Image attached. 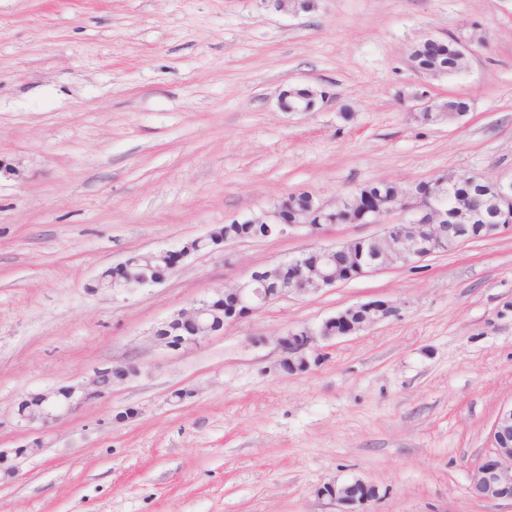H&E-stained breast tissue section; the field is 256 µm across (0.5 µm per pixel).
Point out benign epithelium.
Here are the masks:
<instances>
[{
  "label": "benign epithelium",
  "instance_id": "1",
  "mask_svg": "<svg viewBox=\"0 0 512 512\" xmlns=\"http://www.w3.org/2000/svg\"><path fill=\"white\" fill-rule=\"evenodd\" d=\"M361 223L374 224L383 214L371 199L360 204ZM265 223L273 226L270 235L288 238L295 231L306 228L313 234L327 232L331 224H311L279 212L275 208L260 212ZM447 217L439 213L434 224L399 222L383 225L382 232L373 239H383L389 255L404 264L418 263L436 252L437 246L448 240L459 246L472 239L475 225L465 222L446 223ZM389 265L383 253L370 260L363 259L345 242L327 246H315L297 257L274 266L278 284L274 288L262 287L257 272L239 282L228 291L233 297L224 308L222 325L238 322L242 318L264 308L268 304L288 296L290 293L309 294L341 283L339 273L352 271L356 275L380 270ZM398 313L392 301L371 300L352 305L326 318L314 329L289 330L281 336L277 345L283 353L281 366L286 372L303 371L319 363L321 344L365 330ZM103 370L98 369L85 383L73 386L62 393L49 390L37 395L35 413H22L18 423H39L44 428L54 425L73 407L108 393L100 384ZM473 493L483 499L508 500L512 502V406L503 409L495 419L490 435V444L478 462L472 477ZM377 494L375 488L354 481L342 485L329 483L320 489V495L342 507V512H363L366 504Z\"/></svg>",
  "mask_w": 512,
  "mask_h": 512
}]
</instances>
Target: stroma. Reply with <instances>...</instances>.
<instances>
[{"label":"stroma","mask_w":512,"mask_h":512,"mask_svg":"<svg viewBox=\"0 0 512 512\" xmlns=\"http://www.w3.org/2000/svg\"><path fill=\"white\" fill-rule=\"evenodd\" d=\"M457 32L477 39L463 72L413 70L414 46ZM294 87L318 91L312 111L279 109ZM417 90L469 110L421 123ZM0 160L23 173L0 178V512H339L319 488L356 480L368 512H512L471 490L512 404V233L288 295L180 353L153 336L180 309L398 214L89 289L292 193L334 206L371 182L512 175V0H0ZM375 299L399 315L282 369L286 330ZM126 364L49 431L18 425L30 395ZM160 253H136L127 261L114 268H108L100 273L92 284L93 290L105 291L112 286L114 293L130 291L133 288L130 283L141 284L144 281L161 283L166 276L171 274L169 262L166 255L173 257V272L178 270L188 255L182 254L179 250H162ZM163 253V254H162ZM124 281L112 284L113 282Z\"/></svg>","instance_id":"1"}]
</instances>
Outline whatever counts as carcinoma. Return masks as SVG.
Returning <instances> with one entry per match:
<instances>
[{"label":"carcinoma","instance_id":"cac0c4a2","mask_svg":"<svg viewBox=\"0 0 512 512\" xmlns=\"http://www.w3.org/2000/svg\"><path fill=\"white\" fill-rule=\"evenodd\" d=\"M456 38L453 35L445 40L431 38L416 45L411 53L414 67L417 71L432 77L452 76L464 70L467 58L457 52ZM318 93L311 88H294L288 91V101H303L311 106L316 104ZM468 109V104L461 98L438 102L432 112H423L420 119L423 123L453 121L462 117ZM491 184L474 174L441 175L435 182L418 186V196L408 199L417 211V223H432V207H442L450 212L457 207L471 209L478 214L479 224H511L512 203L503 205L494 202L490 194ZM405 192L395 186L385 183H371L358 188L347 201L329 211L322 219L312 218L311 223L355 224L359 222V212L355 205L356 199L371 198L380 202H396L404 198ZM310 195L294 194L278 203V206L288 210V214L299 218L310 213ZM267 236L266 224L233 221L210 232L208 239L199 241L193 239L183 245V249L196 253L222 245L227 240ZM171 274L167 256L161 253H136L127 261L114 268H108L94 280L92 288L105 291L112 283L124 281L140 284L144 281L162 282ZM211 308L209 322L212 327L200 330V335L206 337L218 332L222 316H224V297L214 296L208 300ZM188 328L178 321L163 323L157 328L158 338L168 347H176L185 339Z\"/></svg>","mask_w":512,"mask_h":512}]
</instances>
